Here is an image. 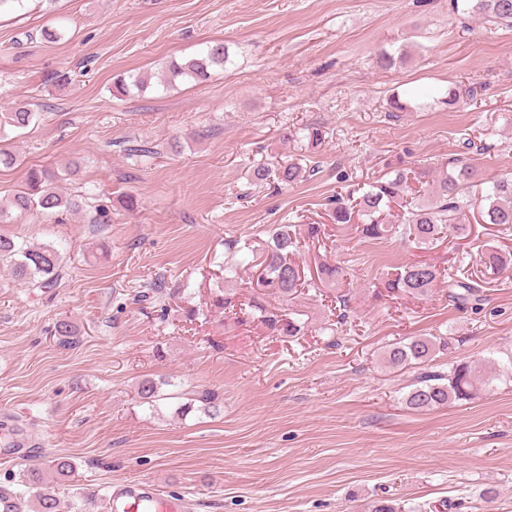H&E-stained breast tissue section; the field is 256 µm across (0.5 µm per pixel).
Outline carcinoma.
Returning a JSON list of instances; mask_svg holds the SVG:
<instances>
[{"mask_svg":"<svg viewBox=\"0 0 512 512\" xmlns=\"http://www.w3.org/2000/svg\"><path fill=\"white\" fill-rule=\"evenodd\" d=\"M469 9L475 15L491 18L496 24L512 27V0H470ZM228 61L224 44H208L181 62H170L165 81L170 85L179 78L202 82L210 77L211 71L224 67ZM149 81L150 75L146 73H128L113 82V96L123 97L133 89L143 92L149 87ZM35 117L36 113L24 108L1 114L0 139L8 136L6 128L24 129ZM305 173L300 164L288 160L277 168L278 180L284 184L302 180ZM58 179L59 173L53 169H30L27 187L13 196L14 211L20 214L36 211L57 221L63 215L82 210L84 202L78 196L64 195L56 189ZM479 186L476 169L461 159H453L445 163L442 177L432 181L429 192L422 196L410 195L409 172L400 169L394 171L391 178L379 180L362 192L347 188L345 194H337L330 199V217L334 224H350L356 213L362 219L363 235L369 238L400 236L420 249H433L446 237L460 240L470 236L471 224L464 221L465 209L478 200L483 223L511 229L512 177L495 180L481 192ZM294 245L289 225L277 228L267 242L265 284L283 298L295 297L305 284L299 267L289 258V248ZM4 263L13 280L28 288H54L64 277L62 253L51 244L31 246L1 234L0 264ZM440 277L439 269L427 262L405 264L395 268L385 286L391 294L425 297ZM317 278L321 285L331 288L340 284L343 270L336 265L323 264L317 270ZM481 288L478 280L454 273L448 276V301L455 304L475 301ZM250 308L274 333L297 336L303 329L299 320L270 310L258 300H252ZM447 347L448 342L440 337L412 336L386 348L382 362L393 369L425 363ZM493 380V376L468 363L453 365L446 373L423 372L406 394L405 404L415 411H429L455 401L471 400L491 386ZM169 385L171 381L165 378L142 379L137 386L140 403L150 409L157 408L159 402L166 399L163 387ZM199 410L218 414V394L210 389L198 390L188 401L178 402L174 414L185 417ZM27 475L30 482L42 489L37 512H58L59 503L44 469L34 465L27 470Z\"/></svg>","mask_w":512,"mask_h":512,"instance_id":"1","label":"carcinoma"}]
</instances>
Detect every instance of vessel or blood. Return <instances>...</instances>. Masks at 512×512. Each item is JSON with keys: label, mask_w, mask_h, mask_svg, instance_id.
<instances>
[{"label": "vessel or blood", "mask_w": 512, "mask_h": 512, "mask_svg": "<svg viewBox=\"0 0 512 512\" xmlns=\"http://www.w3.org/2000/svg\"><path fill=\"white\" fill-rule=\"evenodd\" d=\"M28 453V438L23 430L0 438L1 460H20ZM89 495L100 500L103 512H186L183 499L160 493L152 482L142 479L123 481L104 491L93 487Z\"/></svg>", "instance_id": "b4317fda"}]
</instances>
